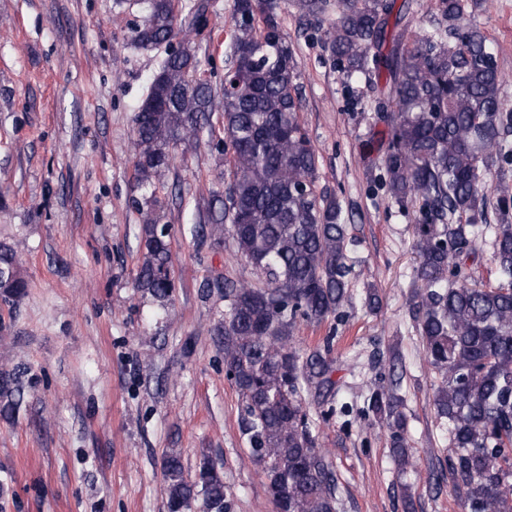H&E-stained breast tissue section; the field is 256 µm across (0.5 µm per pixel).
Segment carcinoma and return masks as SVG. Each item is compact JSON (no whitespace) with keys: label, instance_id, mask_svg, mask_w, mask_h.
Masks as SVG:
<instances>
[{"label":"carcinoma","instance_id":"cac0c4a2","mask_svg":"<svg viewBox=\"0 0 512 512\" xmlns=\"http://www.w3.org/2000/svg\"><path fill=\"white\" fill-rule=\"evenodd\" d=\"M300 12L328 21V48L347 76L374 74L389 86L394 110L381 165L390 197L419 205V264L413 296L426 360L438 376L434 404L452 454L441 469L465 512H512V185L489 194L485 175L512 163V111L487 38L468 22L465 0H437L448 26L408 45L388 31V0H296ZM232 64L224 74L226 199L212 195V231H230L237 253L264 276L256 286L230 279L227 309L214 329L241 399L252 456L265 462L281 512H336L335 478L315 446L308 392L325 404L336 395L330 343L296 347L298 321L339 316L349 298L348 224L336 195L317 187L319 155L299 116L295 50L271 0H235ZM211 25L207 0H148L132 30L144 50L166 47L133 119L134 175L150 191L137 202L143 261L135 285L167 302L175 288L171 227L156 183L188 151L214 112L192 39ZM490 241L494 280L471 282L467 261ZM13 248L0 242V301L26 293ZM391 360L388 383L364 400L363 419L385 432L401 469L414 467L404 400ZM26 368L0 369V417L25 399ZM168 512L202 497L204 512H233L224 476L210 462L186 475L182 457L163 460Z\"/></svg>","mask_w":512,"mask_h":512}]
</instances>
